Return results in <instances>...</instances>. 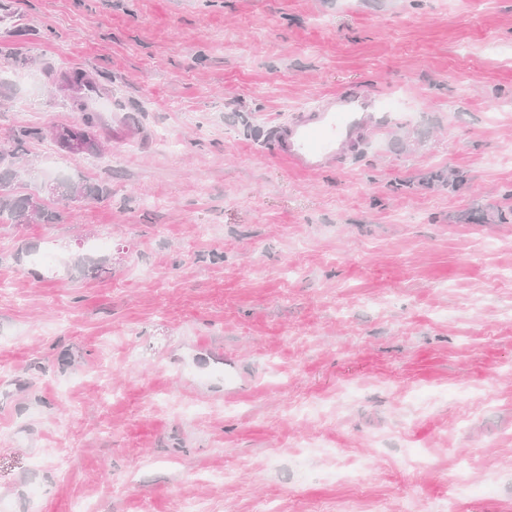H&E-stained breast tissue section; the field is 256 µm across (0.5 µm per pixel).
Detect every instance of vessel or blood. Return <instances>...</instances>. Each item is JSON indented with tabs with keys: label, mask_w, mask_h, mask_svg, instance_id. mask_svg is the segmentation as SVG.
Here are the masks:
<instances>
[{
	"label": "vessel or blood",
	"mask_w": 512,
	"mask_h": 512,
	"mask_svg": "<svg viewBox=\"0 0 512 512\" xmlns=\"http://www.w3.org/2000/svg\"><path fill=\"white\" fill-rule=\"evenodd\" d=\"M71 93L90 110L110 95L107 88L88 77L73 85ZM374 104L371 96L327 101L321 109L302 115L280 130V153L302 170L317 169L333 162L340 156L344 140L360 125V112ZM111 112L113 142L123 143L140 136L141 129L128 112L116 106Z\"/></svg>",
	"instance_id": "b4317fda"
}]
</instances>
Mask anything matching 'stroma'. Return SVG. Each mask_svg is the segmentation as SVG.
<instances>
[{"label": "stroma", "mask_w": 512, "mask_h": 512, "mask_svg": "<svg viewBox=\"0 0 512 512\" xmlns=\"http://www.w3.org/2000/svg\"><path fill=\"white\" fill-rule=\"evenodd\" d=\"M84 67L146 135L52 138ZM361 89L317 171L276 127ZM0 512H512V0H0ZM235 359L245 390L224 395ZM54 139L62 150L73 154L95 152L99 148L95 140L86 133V130L77 125L57 130ZM74 142H78L82 146L81 150L71 151V145ZM42 137V132L33 128L16 130L13 148L0 145V223L7 224H55L60 219L58 210L50 207L33 195H16L12 182L16 171L12 169V159L16 157V146L30 139ZM57 197L68 200L70 203L81 202L87 198H94L103 194L104 189L98 185L75 184L71 181H61L51 188Z\"/></svg>", "instance_id": "stroma-1"}]
</instances>
